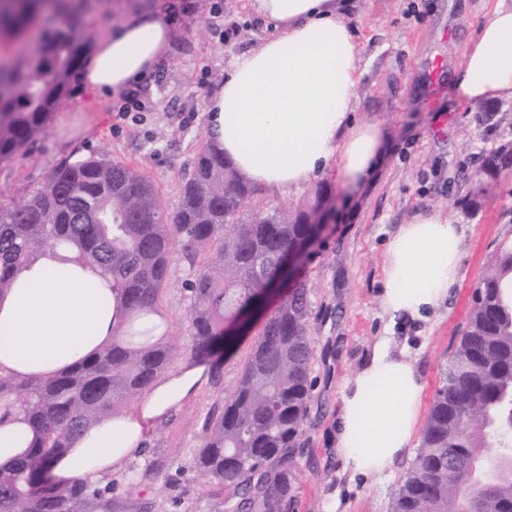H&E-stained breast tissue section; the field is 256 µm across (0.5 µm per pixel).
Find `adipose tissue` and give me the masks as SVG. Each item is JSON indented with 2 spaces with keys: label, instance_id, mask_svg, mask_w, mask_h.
Segmentation results:
<instances>
[{
  "label": "adipose tissue",
  "instance_id": "1",
  "mask_svg": "<svg viewBox=\"0 0 512 512\" xmlns=\"http://www.w3.org/2000/svg\"><path fill=\"white\" fill-rule=\"evenodd\" d=\"M267 35L212 93L204 122L211 142L253 183L283 194L314 176L353 191L373 179L389 147L374 118H357L360 46L348 20L353 0H255ZM170 30L156 9L122 17L86 57L83 90L122 92L165 59ZM461 100L512 99V6L496 5L470 39L454 77ZM463 230L438 211L413 212L386 245L381 302L390 317H428L458 280ZM112 278L71 246L28 260L0 294V372L48 379L111 342L118 331ZM210 365L184 362L157 380L129 413L73 439L44 477L90 484L140 455L155 424L192 400ZM426 382L405 348L379 337L346 379L335 420L336 454L349 477L395 465L419 426ZM35 440L22 417L0 421V468Z\"/></svg>",
  "mask_w": 512,
  "mask_h": 512
}]
</instances>
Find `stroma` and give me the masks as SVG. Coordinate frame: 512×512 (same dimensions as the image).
I'll return each instance as SVG.
<instances>
[{"label": "stroma", "mask_w": 512, "mask_h": 512, "mask_svg": "<svg viewBox=\"0 0 512 512\" xmlns=\"http://www.w3.org/2000/svg\"><path fill=\"white\" fill-rule=\"evenodd\" d=\"M500 0H359L353 18L361 45L362 77L354 90L358 117L386 128L392 149L374 181L346 196L332 178L314 177L271 204L296 206L317 187L328 188L333 221L315 243L301 275L310 286L311 335L316 360L308 404L307 444L299 460L294 497L280 512H390L398 483L416 451L386 475L348 479L333 446V426L345 379L376 340L395 337L426 380L431 405L454 344L474 305L482 271L499 245L512 242V173L480 188L469 178L470 162L482 151L512 139V100L502 101V122L485 121L478 104L461 102L452 86L464 48L478 23ZM168 14L167 58L139 83V96L101 91L67 100L18 157L0 162V202H17L40 188L71 149L82 157L106 155L141 168L161 189L167 211L181 201V186L206 143L203 112L211 92L265 31L252 0H148ZM235 25L230 39L212 24ZM444 70L431 77L434 58ZM88 111H78V103ZM127 106L130 117L117 115ZM442 212L462 224L461 275L445 305L425 321L391 323L381 305L388 238L415 209ZM189 268L174 262L164 296L162 328L181 344L178 361L190 359L185 287ZM256 331L239 337L232 353L220 354L219 373L198 395L151 432L147 451L167 465L134 490L118 486L133 501L164 512H229L227 491L202 483L190 467L213 406L230 393Z\"/></svg>", "instance_id": "obj_1"}]
</instances>
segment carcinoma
I'll return each mask as SVG.
<instances>
[{
    "mask_svg": "<svg viewBox=\"0 0 512 512\" xmlns=\"http://www.w3.org/2000/svg\"><path fill=\"white\" fill-rule=\"evenodd\" d=\"M93 0H0V36L40 21L30 56L0 57V162L20 155L50 114L76 90L91 42L80 18ZM512 171V141L478 156V182ZM322 191L293 209L273 207L260 187L214 145H203L181 187L177 211L140 169L106 156L58 166L21 204H0V294L32 256L66 244L112 276L121 322L112 342L43 381L0 373V419L24 415L38 435L26 459L0 470V512H133L118 482L49 483L43 467L91 426L123 412L163 374L177 350L157 334L162 294L176 259L187 263L188 332L195 356L225 344L224 326L288 272V251L313 233ZM309 287L294 282L251 344L222 408L203 429L191 468L234 491L231 512H280L294 492L304 448L311 373ZM512 446V243L482 274L475 305L435 394L417 454L392 512H512V452L496 479L475 489L491 448ZM166 466L154 454L125 476L141 484Z\"/></svg>",
    "mask_w": 512,
    "mask_h": 512,
    "instance_id": "carcinoma-1",
    "label": "carcinoma"
}]
</instances>
